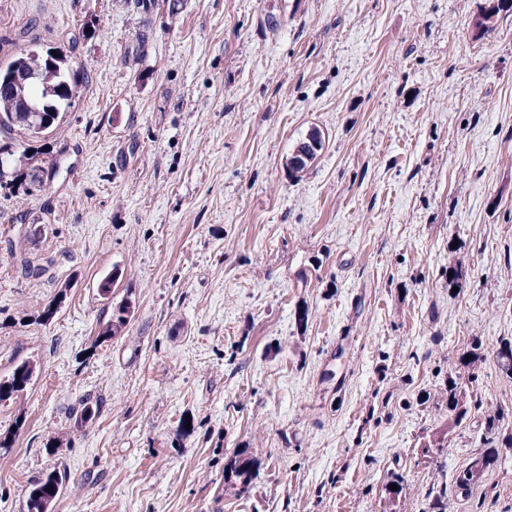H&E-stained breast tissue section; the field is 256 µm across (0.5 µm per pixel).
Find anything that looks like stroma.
<instances>
[{
    "label": "stroma",
    "mask_w": 512,
    "mask_h": 512,
    "mask_svg": "<svg viewBox=\"0 0 512 512\" xmlns=\"http://www.w3.org/2000/svg\"><path fill=\"white\" fill-rule=\"evenodd\" d=\"M490 3L0 0V62L52 48L78 81L13 138L59 174L0 186V377L34 366L0 403V512L58 470L53 512H512V12L477 35ZM452 378L474 405L455 429ZM133 303L128 296L122 298L118 303L112 306V316L110 320L99 330L96 336L97 342H103L114 336L120 335L129 322L132 313ZM498 455L491 448L474 456L464 469L453 475V484L457 490L468 493L485 472L497 461ZM246 450L234 453L224 464V484L246 490L251 481L253 460Z\"/></svg>",
    "instance_id": "stroma-1"
}]
</instances>
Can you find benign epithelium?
Instances as JSON below:
<instances>
[{
  "instance_id": "7a95c632",
  "label": "benign epithelium",
  "mask_w": 512,
  "mask_h": 512,
  "mask_svg": "<svg viewBox=\"0 0 512 512\" xmlns=\"http://www.w3.org/2000/svg\"><path fill=\"white\" fill-rule=\"evenodd\" d=\"M61 57L57 50L47 54V68L41 72L26 67L22 59L0 64V81L23 101L21 111L26 113L25 122L33 137H40L50 129L49 121L44 118V113L49 111L46 99L60 92L62 73L57 61Z\"/></svg>"
}]
</instances>
